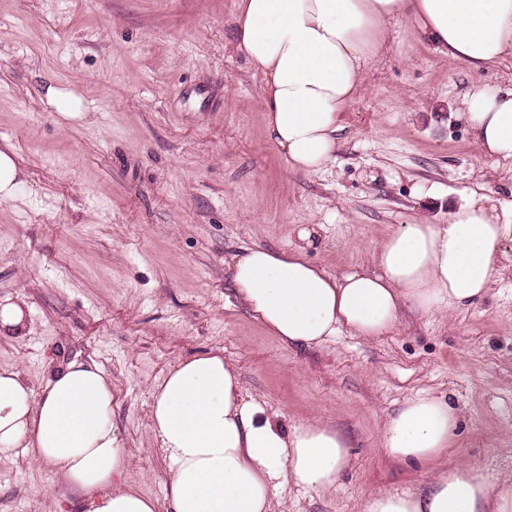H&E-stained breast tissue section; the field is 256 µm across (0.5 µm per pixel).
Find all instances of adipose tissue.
<instances>
[{"label": "adipose tissue", "instance_id": "adipose-tissue-1", "mask_svg": "<svg viewBox=\"0 0 512 512\" xmlns=\"http://www.w3.org/2000/svg\"><path fill=\"white\" fill-rule=\"evenodd\" d=\"M411 21L449 59L475 69L512 57V0H237L233 41L261 75L267 129L290 171L313 174L336 154L342 114L386 47L390 21ZM459 116L481 150L512 162V88L471 86ZM512 213L469 197L443 224L396 225L373 266L334 277L299 249L244 250L235 290L282 342L315 348L345 332L379 339L407 310L466 308L499 273ZM150 427L168 465L172 512H275L273 484L319 494L351 464L349 440L317 420L282 433L244 402L234 367L218 353L178 362L155 385ZM457 411L427 395L408 398L383 426L393 462L446 454ZM50 464L84 512H155L123 477L127 442L112 418V382L82 359L52 374L42 394L0 368V454ZM364 512H512V479L459 463L413 492H369Z\"/></svg>", "mask_w": 512, "mask_h": 512}]
</instances>
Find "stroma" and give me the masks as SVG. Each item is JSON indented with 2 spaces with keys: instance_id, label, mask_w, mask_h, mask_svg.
<instances>
[{
  "instance_id": "35a3bbf8",
  "label": "stroma",
  "mask_w": 512,
  "mask_h": 512,
  "mask_svg": "<svg viewBox=\"0 0 512 512\" xmlns=\"http://www.w3.org/2000/svg\"><path fill=\"white\" fill-rule=\"evenodd\" d=\"M234 11L235 0H0V148H14L24 178L0 202V299L23 303L31 325L0 337V367L39 393L67 361L96 363L128 439L123 476L157 512L171 504L152 389L213 351L282 432L319 418L352 441L334 489L276 488L280 512H363L368 491L415 490L458 462L511 475L512 249L472 306L409 312L383 340L341 333L312 350L256 320L231 269L245 247L302 248L339 277L371 266L395 225L445 223L469 194L511 211L512 168L484 155L457 114L473 83L511 88L512 59L476 70L392 21L334 159L298 174L267 135ZM50 83L81 94L89 117L59 123ZM418 393L458 412L452 446L435 462L389 461L383 423ZM77 508L47 464L0 455V512Z\"/></svg>"
}]
</instances>
